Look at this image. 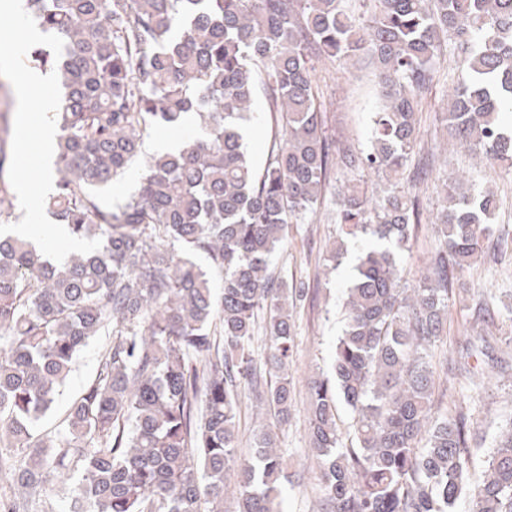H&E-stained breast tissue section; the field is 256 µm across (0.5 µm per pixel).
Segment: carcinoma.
I'll use <instances>...</instances> for the list:
<instances>
[{
    "mask_svg": "<svg viewBox=\"0 0 512 512\" xmlns=\"http://www.w3.org/2000/svg\"><path fill=\"white\" fill-rule=\"evenodd\" d=\"M23 0L38 29L60 36L55 57L37 46L63 90L50 220L89 254L53 263L26 239L0 236V512H21L59 484L80 512H282L291 482L278 434H253L238 457L241 386L278 425L292 415L297 303L307 289L274 276L288 224L314 213L335 167L397 178L419 135L417 115L448 47L462 75L443 115L448 140L512 169V0ZM367 54L383 102L366 152L324 131L315 62ZM278 131L262 170L245 146L257 74ZM195 134L144 158L136 192L105 206L103 190L140 155L154 124L187 118ZM336 244L365 240L346 289L333 375L310 382L308 435L321 469L317 512H512V421L470 476L471 396L456 416H432L431 352L449 302L465 300L486 254L498 195L458 181L435 216L438 245L410 288L401 253L420 223L418 199L393 183L368 200L344 182ZM205 254L222 275L215 295ZM478 318L512 315V293L480 300ZM263 329V379L250 345ZM109 333L95 378L62 427L41 434L80 349ZM466 354L504 372L478 334ZM352 415L343 440L337 408Z\"/></svg>",
    "mask_w": 512,
    "mask_h": 512,
    "instance_id": "1",
    "label": "carcinoma"
}]
</instances>
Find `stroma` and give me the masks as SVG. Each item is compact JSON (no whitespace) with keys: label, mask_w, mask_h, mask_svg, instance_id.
Wrapping results in <instances>:
<instances>
[{"label":"stroma","mask_w":512,"mask_h":512,"mask_svg":"<svg viewBox=\"0 0 512 512\" xmlns=\"http://www.w3.org/2000/svg\"><path fill=\"white\" fill-rule=\"evenodd\" d=\"M453 58V53H446L437 66L419 114L421 143L400 175L402 187L413 188L419 195L422 212V221L402 255V265L408 284H415L425 274L427 258L436 244L433 222L443 203L445 183L465 177L476 189L494 187L500 198L499 208L491 219L494 235L490 247L494 256L479 261L473 271L469 286L470 299L475 302L484 294L512 289V172L491 165L480 154L447 144L441 118L447 97L457 84ZM380 91L377 72L368 56L331 70L319 90L327 109L326 136L356 150L367 148ZM343 180V175L331 176L315 213L304 223L290 227L284 248L274 260L280 277L304 280L310 285L304 307L295 313L293 360L289 367L295 385V407L288 424L278 432L279 446L293 474L291 483L283 487V512H314L319 498V464L309 449L308 382L312 376L330 371L336 339L344 326L342 302L349 285L351 263L345 260L334 268L324 261L337 233V188ZM450 314L448 337L433 351L432 364L436 370H443L448 360L458 359L466 337L475 335L476 331H486L487 335L502 340L512 336V318L500 317L494 326L484 328L475 320L471 307L454 304ZM108 342V336H99L80 352L58 398L59 412L65 411L94 379L99 356ZM460 393L475 398L472 405L475 452L470 473L476 479L502 425L512 419V371L490 382L480 373L458 371L455 379L448 382L444 404H451Z\"/></svg>","instance_id":"35a3bbf8"}]
</instances>
